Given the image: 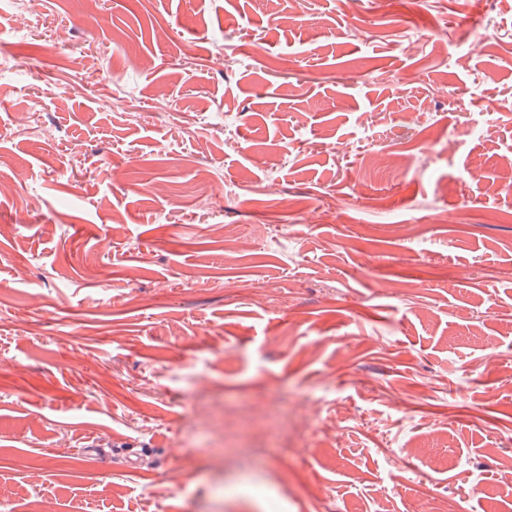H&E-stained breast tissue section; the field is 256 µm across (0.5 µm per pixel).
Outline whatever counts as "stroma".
Instances as JSON below:
<instances>
[{
    "instance_id": "stroma-1",
    "label": "stroma",
    "mask_w": 512,
    "mask_h": 512,
    "mask_svg": "<svg viewBox=\"0 0 512 512\" xmlns=\"http://www.w3.org/2000/svg\"><path fill=\"white\" fill-rule=\"evenodd\" d=\"M464 2L0 0V512H512V0Z\"/></svg>"
}]
</instances>
